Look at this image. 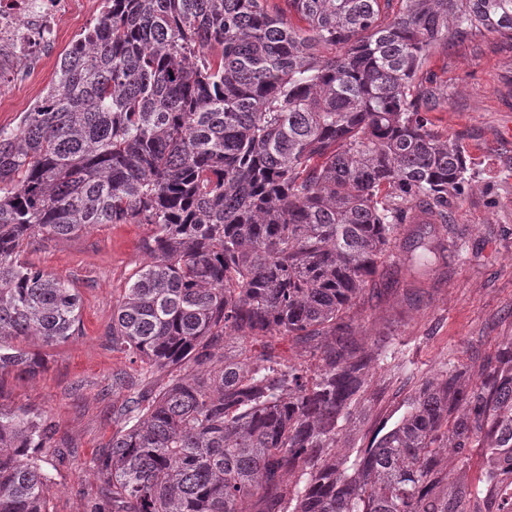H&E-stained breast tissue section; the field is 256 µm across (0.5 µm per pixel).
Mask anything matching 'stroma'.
Returning <instances> with one entry per match:
<instances>
[{"instance_id": "obj_1", "label": "stroma", "mask_w": 512, "mask_h": 512, "mask_svg": "<svg viewBox=\"0 0 512 512\" xmlns=\"http://www.w3.org/2000/svg\"><path fill=\"white\" fill-rule=\"evenodd\" d=\"M100 7L101 0H69L51 52L22 76L0 81V126H15L43 96L62 53ZM419 77L435 92L429 114L435 131L465 150L468 181L440 229L445 251L421 261L426 227L410 220L349 311L359 341L402 351L405 366L396 377L372 373L356 424L339 443L343 449L368 445L422 379L454 366L465 371L467 384L479 382L480 363L512 341V40L490 33L448 40L430 50ZM150 234L144 224H102L29 248L34 265L70 280L81 296V335L58 346L35 343L39 371L0 379V407L52 418L54 438L40 453L53 476L45 490L51 512H85L99 493L90 462L118 429L115 412L128 396L112 376L143 373L142 364L113 349L110 329L113 304L149 260Z\"/></svg>"}]
</instances>
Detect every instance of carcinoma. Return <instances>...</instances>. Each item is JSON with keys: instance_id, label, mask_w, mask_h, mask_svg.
Segmentation results:
<instances>
[{"instance_id": "cac0c4a2", "label": "carcinoma", "mask_w": 512, "mask_h": 512, "mask_svg": "<svg viewBox=\"0 0 512 512\" xmlns=\"http://www.w3.org/2000/svg\"><path fill=\"white\" fill-rule=\"evenodd\" d=\"M103 0L57 80L0 127V376L67 342L80 295L26 257L98 224H149L112 345L129 392L89 512H512V342L462 386L424 381L365 448L337 452L372 370L347 313L418 203L448 218L462 147L416 81L452 34L512 38V0ZM313 345L310 368L273 339ZM234 339L261 346L250 354ZM50 418L0 409V512H49ZM481 459L475 482H448Z\"/></svg>"}]
</instances>
